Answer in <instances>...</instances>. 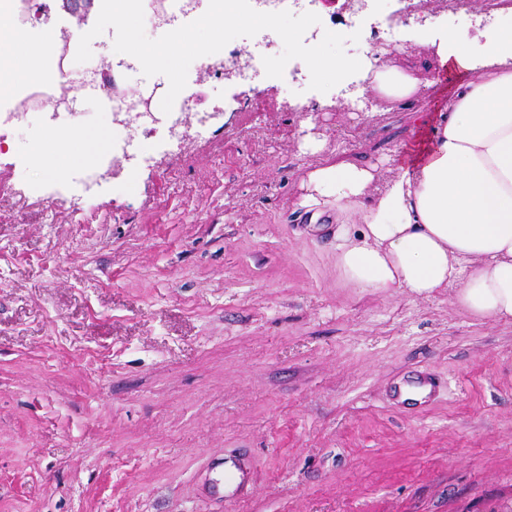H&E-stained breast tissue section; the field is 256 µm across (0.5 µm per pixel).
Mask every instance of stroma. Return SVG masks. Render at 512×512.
Listing matches in <instances>:
<instances>
[{
  "label": "stroma",
  "mask_w": 512,
  "mask_h": 512,
  "mask_svg": "<svg viewBox=\"0 0 512 512\" xmlns=\"http://www.w3.org/2000/svg\"><path fill=\"white\" fill-rule=\"evenodd\" d=\"M367 10L348 56L380 47ZM400 30L394 63L431 86L344 109L309 72L245 89L189 70L206 125L111 127L102 100L6 128L0 143V512H512V324L455 291H358L336 227L301 219L306 173L345 150L374 161L416 134L462 76ZM246 111H236L239 92ZM53 126L115 129L119 167L65 153L23 182ZM323 148L303 151L306 135ZM425 377L438 394L405 399ZM250 458L234 502L202 494L211 460Z\"/></svg>",
  "instance_id": "obj_1"
}]
</instances>
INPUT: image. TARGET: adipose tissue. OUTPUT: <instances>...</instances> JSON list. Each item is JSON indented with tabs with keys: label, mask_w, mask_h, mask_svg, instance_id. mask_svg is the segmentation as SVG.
Segmentation results:
<instances>
[{
	"label": "adipose tissue",
	"mask_w": 512,
	"mask_h": 512,
	"mask_svg": "<svg viewBox=\"0 0 512 512\" xmlns=\"http://www.w3.org/2000/svg\"><path fill=\"white\" fill-rule=\"evenodd\" d=\"M15 9V0H0V79L12 84L56 50L50 33L16 32ZM423 44L470 77L438 118L421 121L414 143L387 156L391 177L341 153L308 172L300 204L335 214L346 286L426 297L453 285L472 318L512 323V24L485 31L476 57L461 25ZM366 71L380 99L403 102L422 88L404 67L383 61Z\"/></svg>",
	"instance_id": "1"
}]
</instances>
